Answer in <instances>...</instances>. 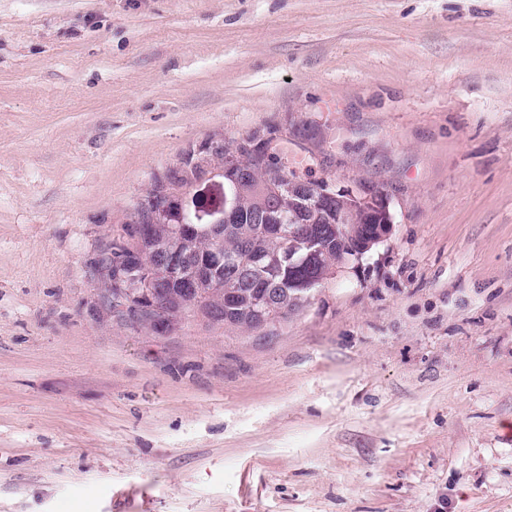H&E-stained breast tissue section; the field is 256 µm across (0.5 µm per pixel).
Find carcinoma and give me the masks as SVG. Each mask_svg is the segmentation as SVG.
I'll use <instances>...</instances> for the list:
<instances>
[{
	"instance_id": "carcinoma-1",
	"label": "carcinoma",
	"mask_w": 512,
	"mask_h": 512,
	"mask_svg": "<svg viewBox=\"0 0 512 512\" xmlns=\"http://www.w3.org/2000/svg\"><path fill=\"white\" fill-rule=\"evenodd\" d=\"M254 139L227 148L214 157L189 158L169 171L150 197H164V208L155 223L152 238L107 246L102 255L112 256V271L106 273L112 288V299L123 284L156 278L160 270L148 266L155 245L177 249L183 256L181 279L170 280L161 289L160 298L169 316L198 310L210 321L224 324L226 329H257L261 326L262 297L267 288L279 290V320L299 311L308 301L311 289L293 284L288 277V232L293 239L303 238L301 230L318 217L320 224L336 223V199L315 195L304 200L292 186L294 174L265 157V151L253 149ZM244 164L253 171L251 180H235V165ZM280 192L287 210L268 211L265 188ZM233 206L232 223L215 221L224 209ZM369 219L390 221L392 215L386 197L367 207ZM313 258L317 284H322L343 263L347 251L332 232L317 243ZM235 258L237 270L230 276L227 269L214 264L217 257ZM199 280L198 295L190 301L183 281Z\"/></svg>"
}]
</instances>
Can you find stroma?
<instances>
[{"instance_id":"stroma-1","label":"stroma","mask_w":512,"mask_h":512,"mask_svg":"<svg viewBox=\"0 0 512 512\" xmlns=\"http://www.w3.org/2000/svg\"><path fill=\"white\" fill-rule=\"evenodd\" d=\"M252 136L388 238L262 329L107 304ZM0 512H512V0H0Z\"/></svg>"}]
</instances>
